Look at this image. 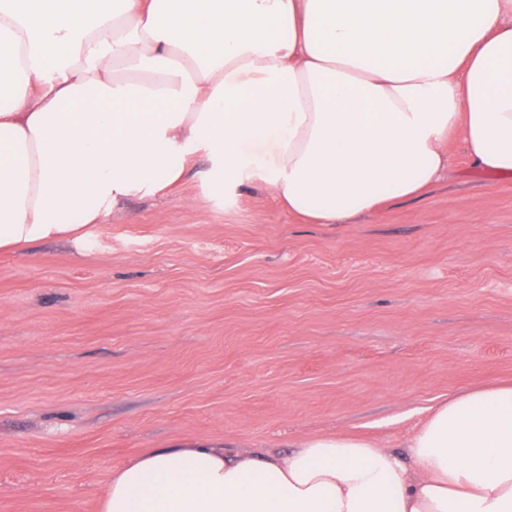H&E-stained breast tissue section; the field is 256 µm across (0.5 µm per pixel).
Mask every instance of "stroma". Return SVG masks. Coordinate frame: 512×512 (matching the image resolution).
<instances>
[{
  "label": "stroma",
  "mask_w": 512,
  "mask_h": 512,
  "mask_svg": "<svg viewBox=\"0 0 512 512\" xmlns=\"http://www.w3.org/2000/svg\"><path fill=\"white\" fill-rule=\"evenodd\" d=\"M422 197L306 224L187 178L77 236L0 251V512H98L113 470L207 439L400 447L512 382V176L460 140Z\"/></svg>",
  "instance_id": "obj_1"
}]
</instances>
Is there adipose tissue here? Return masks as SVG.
<instances>
[{
    "label": "adipose tissue",
    "instance_id": "ef3b65f1",
    "mask_svg": "<svg viewBox=\"0 0 512 512\" xmlns=\"http://www.w3.org/2000/svg\"><path fill=\"white\" fill-rule=\"evenodd\" d=\"M456 136L512 173V0H0L1 250L192 173L347 224L420 197ZM404 446L150 448L99 512H512L511 384L440 402Z\"/></svg>",
    "mask_w": 512,
    "mask_h": 512
}]
</instances>
